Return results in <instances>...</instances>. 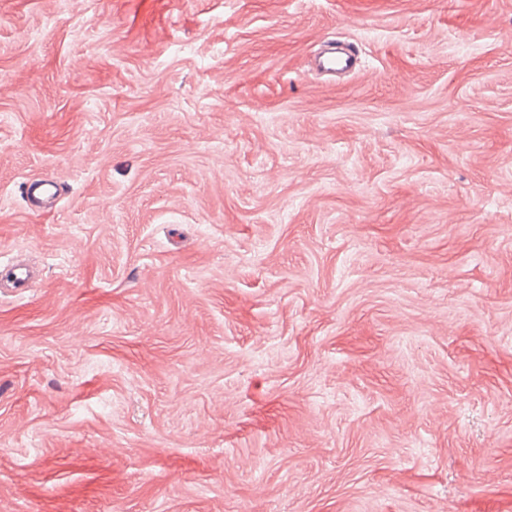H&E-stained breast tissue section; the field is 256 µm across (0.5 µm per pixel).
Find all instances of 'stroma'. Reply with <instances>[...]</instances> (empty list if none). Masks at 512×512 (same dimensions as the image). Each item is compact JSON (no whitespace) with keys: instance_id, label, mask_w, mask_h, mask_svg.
<instances>
[{"instance_id":"35a3bbf8","label":"stroma","mask_w":512,"mask_h":512,"mask_svg":"<svg viewBox=\"0 0 512 512\" xmlns=\"http://www.w3.org/2000/svg\"><path fill=\"white\" fill-rule=\"evenodd\" d=\"M19 253L0 512H512V0H0Z\"/></svg>"}]
</instances>
